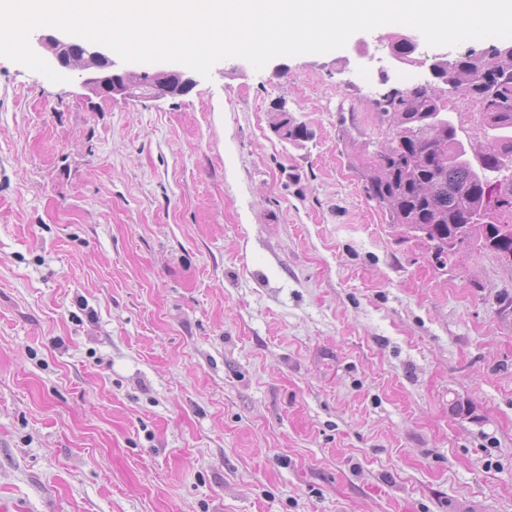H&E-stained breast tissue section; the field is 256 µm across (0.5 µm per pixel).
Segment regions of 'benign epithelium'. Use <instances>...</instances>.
Wrapping results in <instances>:
<instances>
[{
  "label": "benign epithelium",
  "instance_id": "1",
  "mask_svg": "<svg viewBox=\"0 0 512 512\" xmlns=\"http://www.w3.org/2000/svg\"><path fill=\"white\" fill-rule=\"evenodd\" d=\"M40 45L48 50L53 61L63 68L71 67V64L66 61V55L84 56L83 68L91 73V76L87 78V83L99 94L132 96L139 92L142 94L171 93V90L161 82L155 80L133 82L127 74L114 71L112 57L96 43L80 39L66 40L47 33L40 38Z\"/></svg>",
  "mask_w": 512,
  "mask_h": 512
}]
</instances>
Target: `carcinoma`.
Masks as SVG:
<instances>
[{
	"mask_svg": "<svg viewBox=\"0 0 512 512\" xmlns=\"http://www.w3.org/2000/svg\"><path fill=\"white\" fill-rule=\"evenodd\" d=\"M491 48L492 53L471 47L430 65L432 78L448 92L479 106L483 127L492 131L480 154H469L447 101L431 85L392 87L376 101L379 117L387 118L398 142L382 147L368 162L366 193L385 209L389 223L427 234L442 268L473 247L512 263V41ZM415 50L406 37L392 44L400 61L411 60ZM272 126L290 142L313 136L282 105Z\"/></svg>",
	"mask_w": 512,
	"mask_h": 512,
	"instance_id": "cac0c4a2",
	"label": "carcinoma"
}]
</instances>
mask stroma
<instances>
[{
    "instance_id": "obj_1",
    "label": "stroma",
    "mask_w": 512,
    "mask_h": 512,
    "mask_svg": "<svg viewBox=\"0 0 512 512\" xmlns=\"http://www.w3.org/2000/svg\"><path fill=\"white\" fill-rule=\"evenodd\" d=\"M416 35L151 97L0 57V512H512V263L365 191L376 99L464 51ZM278 111L275 122L272 123L274 131L283 137L286 133L288 141H305L313 136V133L302 124H297L291 117L288 116V112L284 109L283 105H279L276 109Z\"/></svg>"
}]
</instances>
